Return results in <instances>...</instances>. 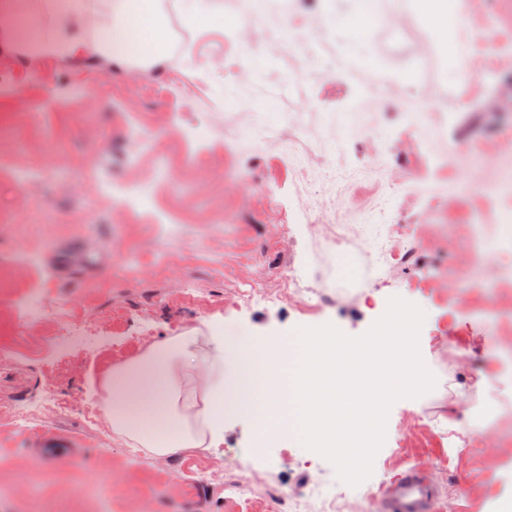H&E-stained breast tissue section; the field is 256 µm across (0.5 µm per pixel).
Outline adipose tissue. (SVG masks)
I'll return each mask as SVG.
<instances>
[{"label": "adipose tissue", "mask_w": 512, "mask_h": 512, "mask_svg": "<svg viewBox=\"0 0 512 512\" xmlns=\"http://www.w3.org/2000/svg\"><path fill=\"white\" fill-rule=\"evenodd\" d=\"M338 0L321 9L341 46L344 71L375 73L377 59L366 49L387 0H352L349 13ZM158 0H113L116 23L97 22L91 0H53L52 31L39 38L38 53L50 57H135L164 53L168 41ZM433 30L448 77L460 72L472 31L462 23L463 0H404ZM423 311L404 308L387 319L363 345L345 347L325 331H306L276 347L245 332L225 336L188 333L154 344L106 379V417L114 431L155 456L189 448L217 451L224 445V409L254 422L279 426L281 437L306 448H339L345 436L375 427V414L390 394L425 393L430 373L414 345V324ZM242 347L251 361L242 369L225 356L224 343Z\"/></svg>", "instance_id": "obj_1"}]
</instances>
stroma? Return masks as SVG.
Returning <instances> with one entry per match:
<instances>
[{"mask_svg":"<svg viewBox=\"0 0 512 512\" xmlns=\"http://www.w3.org/2000/svg\"><path fill=\"white\" fill-rule=\"evenodd\" d=\"M159 8L168 48L140 71L0 46V337L20 343L0 355V512H235L224 474L239 467L309 512H375L411 468L430 474L439 512H493L512 493V280L491 274L512 264L499 244L512 208V68L500 48L512 0L465 5L476 38L454 79L433 33L396 2L367 38L381 68L368 79L337 70L320 9L297 0L260 21L226 0L230 24L251 30L240 44L190 24L184 0ZM19 169L34 176L27 188ZM143 183L185 218L176 246L149 212L127 215ZM408 228L420 234L414 264L390 268L377 249ZM330 232L344 250H325ZM286 266L302 302L263 298ZM188 281L197 297L182 294ZM33 288L47 308L72 304L92 349L53 348L51 320L16 328ZM244 288L256 292L247 304ZM396 302L426 310L414 341L433 384L385 399L357 475L320 449L257 444L234 413L218 455H135L107 420L84 424L107 401L105 364L169 337L222 325L269 345L318 329L359 343ZM47 393L57 407L17 431L8 406ZM483 411L488 427L472 432ZM188 469L211 478L187 482Z\"/></svg>","mask_w":512,"mask_h":512,"instance_id":"stroma-1","label":"stroma"}]
</instances>
